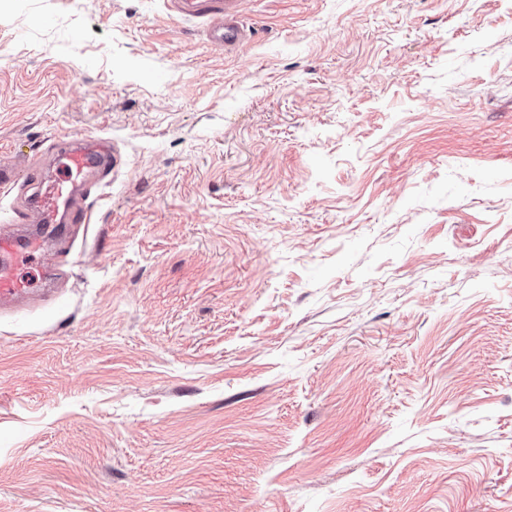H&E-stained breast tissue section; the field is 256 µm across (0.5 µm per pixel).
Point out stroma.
<instances>
[{
	"mask_svg": "<svg viewBox=\"0 0 512 512\" xmlns=\"http://www.w3.org/2000/svg\"><path fill=\"white\" fill-rule=\"evenodd\" d=\"M0 0V166L121 165L0 315V512H512V0ZM239 0H224V20L209 31V39L224 45V49L234 48L245 42L251 28L239 18Z\"/></svg>",
	"mask_w": 512,
	"mask_h": 512,
	"instance_id": "obj_1",
	"label": "stroma"
}]
</instances>
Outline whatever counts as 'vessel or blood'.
I'll use <instances>...</instances> for the list:
<instances>
[{
	"label": "vessel or blood",
	"instance_id": "vessel-or-blood-1",
	"mask_svg": "<svg viewBox=\"0 0 512 512\" xmlns=\"http://www.w3.org/2000/svg\"><path fill=\"white\" fill-rule=\"evenodd\" d=\"M238 5L239 0H224V19L209 32L211 41L228 49L245 42L251 33L239 18ZM55 162L57 180L51 186L36 187L28 198L29 211L18 216L25 231H0L1 308L29 293L13 276L15 262L28 250L39 247L45 238H65L69 225L89 223V211L77 207L76 202L91 180H105L121 157L96 141L64 140L58 144Z\"/></svg>",
	"mask_w": 512,
	"mask_h": 512
}]
</instances>
